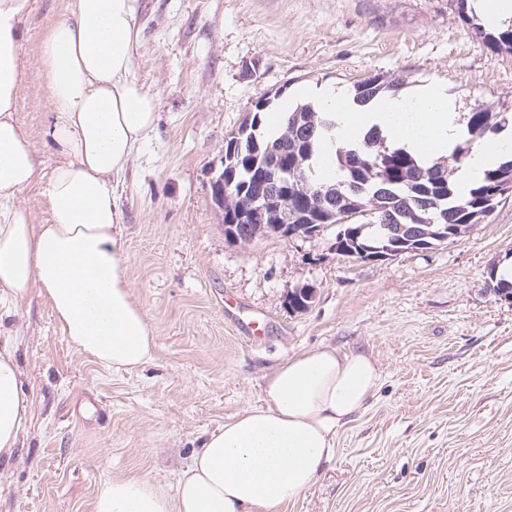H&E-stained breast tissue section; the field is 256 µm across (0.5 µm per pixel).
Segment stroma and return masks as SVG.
Masks as SVG:
<instances>
[{"label": "stroma", "mask_w": 512, "mask_h": 512, "mask_svg": "<svg viewBox=\"0 0 512 512\" xmlns=\"http://www.w3.org/2000/svg\"><path fill=\"white\" fill-rule=\"evenodd\" d=\"M69 0H32L17 113L43 175L42 41ZM134 60L157 121L117 186L122 276L156 328L154 358L115 370L74 350L48 300L0 321L31 423L0 464V512H92L115 477L174 490L207 432L263 403L268 374L329 345L381 370L316 483L278 512H512V195L459 242L378 261L309 238L231 243L212 197L224 145L258 101L380 75L438 83L469 113L512 110V54L478 40L457 0H136ZM314 291L308 310L289 290Z\"/></svg>", "instance_id": "1"}]
</instances>
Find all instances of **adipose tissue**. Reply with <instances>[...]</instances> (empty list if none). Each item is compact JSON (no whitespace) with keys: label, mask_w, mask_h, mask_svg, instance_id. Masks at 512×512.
Returning <instances> with one entry per match:
<instances>
[{"label":"adipose tissue","mask_w":512,"mask_h":512,"mask_svg":"<svg viewBox=\"0 0 512 512\" xmlns=\"http://www.w3.org/2000/svg\"><path fill=\"white\" fill-rule=\"evenodd\" d=\"M136 0H70L45 36L50 95L45 135L60 157L48 180L16 106L31 0H0V308L33 294L48 298L69 343L112 369L154 357L156 329L121 274V211L115 188L155 126L158 100L134 70ZM311 97L336 115L321 141L318 181L340 177L339 145L371 129L424 163L468 139L459 106L438 84L358 104L330 89ZM512 150V132L474 140L453 175L459 191L480 182ZM50 212L34 223L17 206L35 182ZM12 337L0 340V460H11L30 421ZM380 382L377 364L331 346L303 352L267 376L263 404L208 433L175 493L140 477H118L97 494L93 512H277L318 479L336 454L340 429L363 413Z\"/></svg>","instance_id":"1"}]
</instances>
